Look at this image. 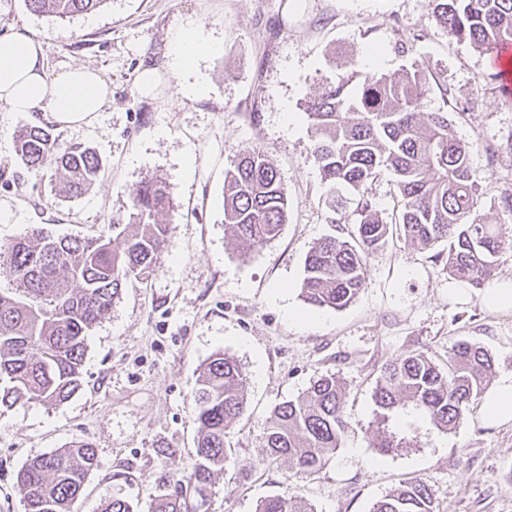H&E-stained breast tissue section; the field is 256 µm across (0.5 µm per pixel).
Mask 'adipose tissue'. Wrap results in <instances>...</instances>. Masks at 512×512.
I'll list each match as a JSON object with an SVG mask.
<instances>
[{
  "label": "adipose tissue",
  "instance_id": "ef3b65f1",
  "mask_svg": "<svg viewBox=\"0 0 512 512\" xmlns=\"http://www.w3.org/2000/svg\"><path fill=\"white\" fill-rule=\"evenodd\" d=\"M168 67L181 76L176 92L185 99L207 95L205 81H186L196 61L220 50L218 42L205 35L199 23L189 21L168 34ZM112 99L110 85L94 69L83 65L49 75L42 40L27 28L0 36V104L11 112H48L62 127L91 125L98 112Z\"/></svg>",
  "mask_w": 512,
  "mask_h": 512
}]
</instances>
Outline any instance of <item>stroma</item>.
Listing matches in <instances>:
<instances>
[{
  "label": "stroma",
  "mask_w": 512,
  "mask_h": 512,
  "mask_svg": "<svg viewBox=\"0 0 512 512\" xmlns=\"http://www.w3.org/2000/svg\"><path fill=\"white\" fill-rule=\"evenodd\" d=\"M428 0H109L104 9L61 20L31 13L24 0H0V34L26 26L44 42L50 73L84 65L99 71L112 99L97 120L60 129L63 145L92 148L103 161L85 196L57 198L49 172L33 174L15 151L0 153V243L41 225L85 236L124 217L133 186L160 175L176 206L171 244L158 272L123 289L89 333L81 389L67 402L30 401L0 410V512H24L16 489L22 465L64 444L92 443L99 466L73 512H104L122 498L148 512L172 465L187 467L197 425L192 395L216 351L236 358L248 379L247 410L225 444L236 462L217 475L200 512H255L264 497L297 486L316 512H370L403 480L421 477L438 512H512V423H492L475 404L455 428L436 426L407 405L388 431L413 445L379 454L369 439L380 369L411 352L446 361L467 338L495 360L491 383L512 375V314L488 311L479 290L454 294L436 249L397 237L372 254L357 299L342 310L309 308L300 295L307 252L321 238H348L334 220L311 155L303 110L335 69L394 74L410 63L436 83L425 100L446 111L472 149L480 175L478 213L512 235V101L493 78L491 55L433 25ZM201 22L221 53L198 60L210 86L198 100L174 92L168 33ZM411 43L399 52L401 42ZM158 72L152 94L138 75ZM262 145L288 193L278 238L247 251L225 230L224 172L234 156ZM307 312L312 321L293 323ZM333 374L346 388L351 424L326 468L294 477L269 461L260 435L273 408Z\"/></svg>",
  "instance_id": "35a3bbf8"
}]
</instances>
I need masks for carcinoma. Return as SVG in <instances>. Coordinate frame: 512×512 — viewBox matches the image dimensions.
<instances>
[{
    "mask_svg": "<svg viewBox=\"0 0 512 512\" xmlns=\"http://www.w3.org/2000/svg\"><path fill=\"white\" fill-rule=\"evenodd\" d=\"M108 0H25L38 15L70 19L98 11ZM428 18L448 34L490 51L512 44V0H428ZM341 74L323 82L305 102L314 137L312 157L322 180L359 193L351 216L353 241L326 236L307 253L303 300L340 310L363 287L367 259L399 226L404 241L422 249L447 244L444 270L479 288L497 270L506 242L501 228L471 218L478 205L479 175L470 148L458 140L448 114L424 109L436 80L417 64L395 76ZM17 155L32 173L54 169L58 195L72 199L96 183L101 158L81 146L63 147L49 125L18 136ZM393 174L399 201L391 223L372 209L366 185ZM288 219V195L267 152L252 146L224 172V224L248 249L276 239ZM174 206L162 183L150 178L129 194L127 217L90 237L54 236L35 226L0 247V409L30 400L52 406L81 387L88 332L109 314L123 288L144 282L159 268L171 237ZM495 370L492 354L461 339L446 364L424 352L405 353L381 367L373 392L377 427L373 447L388 454L402 447L386 422L412 402L443 429L456 427L478 403ZM247 379L241 364L222 351L203 364L193 395L198 437L188 471L175 468L172 483L156 495L150 512H197L213 494L214 475L233 461L227 431L246 411ZM350 429L345 392L333 374L311 382L302 396L284 401L263 427L269 460L289 463L308 478L336 457ZM98 456L74 441L28 461L16 475L25 512H72ZM256 512H315L298 491L264 497ZM372 512H436L426 480L403 481Z\"/></svg>",
    "mask_w": 512,
    "mask_h": 512,
    "instance_id": "obj_1",
    "label": "carcinoma"
}]
</instances>
